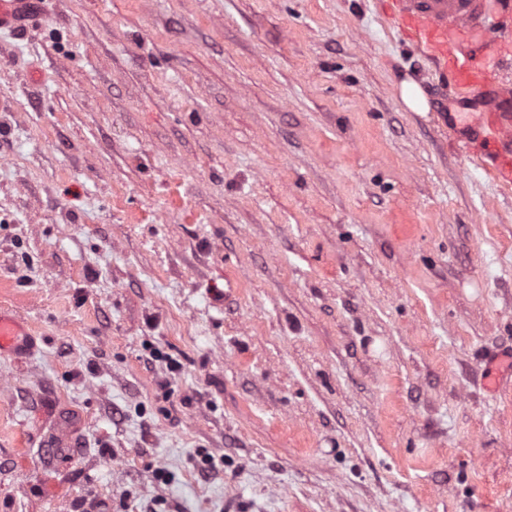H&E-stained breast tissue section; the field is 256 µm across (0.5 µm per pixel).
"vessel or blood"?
<instances>
[{"instance_id":"vessel-or-blood-1","label":"vessel or blood","mask_w":512,"mask_h":512,"mask_svg":"<svg viewBox=\"0 0 512 512\" xmlns=\"http://www.w3.org/2000/svg\"><path fill=\"white\" fill-rule=\"evenodd\" d=\"M389 18L408 31L418 52L431 64L442 92L461 100L479 98L471 140L491 143L477 156L482 169L500 184L512 186V113L503 89L488 76L512 53L502 34L512 23V0H392ZM39 0H0V28L15 27L39 9ZM36 348L23 321L0 311V354L26 356ZM512 372L511 356H493L486 364L484 385L498 389L502 371Z\"/></svg>"}]
</instances>
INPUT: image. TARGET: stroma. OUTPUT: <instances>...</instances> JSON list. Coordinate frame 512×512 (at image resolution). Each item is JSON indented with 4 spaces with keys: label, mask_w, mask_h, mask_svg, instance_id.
Listing matches in <instances>:
<instances>
[{
    "label": "stroma",
    "mask_w": 512,
    "mask_h": 512,
    "mask_svg": "<svg viewBox=\"0 0 512 512\" xmlns=\"http://www.w3.org/2000/svg\"><path fill=\"white\" fill-rule=\"evenodd\" d=\"M390 7L0 30V512H512V187ZM401 96L414 112H425L429 108L420 86L414 81L401 82ZM35 348L24 322L13 314L0 311V354L26 356ZM506 368L510 375L512 374V354L511 356H493L487 360L484 385L486 389H498L501 384V372Z\"/></svg>",
    "instance_id": "1"
}]
</instances>
